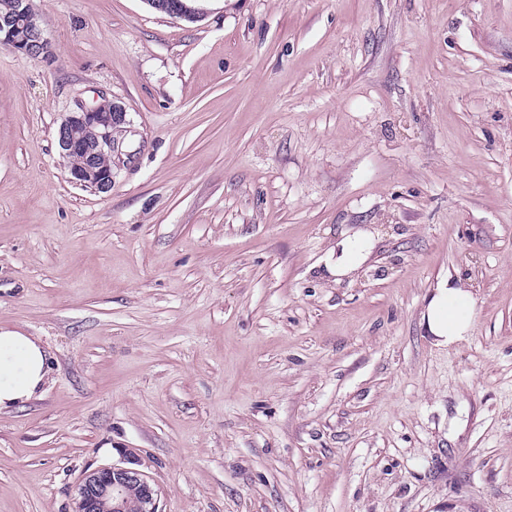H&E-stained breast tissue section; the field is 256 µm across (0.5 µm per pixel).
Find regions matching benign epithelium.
<instances>
[{
    "instance_id": "7a95c632",
    "label": "benign epithelium",
    "mask_w": 512,
    "mask_h": 512,
    "mask_svg": "<svg viewBox=\"0 0 512 512\" xmlns=\"http://www.w3.org/2000/svg\"><path fill=\"white\" fill-rule=\"evenodd\" d=\"M153 9L173 18L194 20L188 0H146ZM0 46L39 57L47 40L32 12L30 0H16L12 16L0 21ZM125 108L105 95L92 106H76L58 128V144L67 161L70 181L99 193L112 190L113 155L120 153V135L130 121ZM161 512L159 490L137 468L97 467L75 488L74 512Z\"/></svg>"
}]
</instances>
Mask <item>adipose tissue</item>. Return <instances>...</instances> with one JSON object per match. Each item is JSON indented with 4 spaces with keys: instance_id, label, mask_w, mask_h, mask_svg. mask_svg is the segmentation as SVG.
<instances>
[{
    "instance_id": "adipose-tissue-1",
    "label": "adipose tissue",
    "mask_w": 512,
    "mask_h": 512,
    "mask_svg": "<svg viewBox=\"0 0 512 512\" xmlns=\"http://www.w3.org/2000/svg\"><path fill=\"white\" fill-rule=\"evenodd\" d=\"M422 322L435 345L449 346L475 326V300L459 280H441L431 295ZM50 354L35 338L0 327V411L28 403L41 394Z\"/></svg>"
}]
</instances>
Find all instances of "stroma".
Segmentation results:
<instances>
[{
	"label": "stroma",
	"mask_w": 512,
	"mask_h": 512,
	"mask_svg": "<svg viewBox=\"0 0 512 512\" xmlns=\"http://www.w3.org/2000/svg\"><path fill=\"white\" fill-rule=\"evenodd\" d=\"M0 47V512H73L125 449L161 512H512V0H31ZM130 121L112 189L56 132ZM368 243L331 276L338 242ZM476 325L446 348L438 282ZM15 0H0V20L13 11ZM2 48L29 57H39L47 48V40L32 12L30 0H16L12 16L0 21ZM190 0H146L153 9L164 12L173 18L194 20L196 18L195 8L189 6L186 2ZM126 115L122 105L102 94L92 106L79 103L61 122L58 144L72 183L111 191L113 155L120 154V135L130 125ZM475 300L458 279L441 280L431 295L422 323L436 346H449L467 336L475 326ZM49 362V352L37 339L0 327V411L41 394Z\"/></svg>",
	"instance_id": "1"
}]
</instances>
